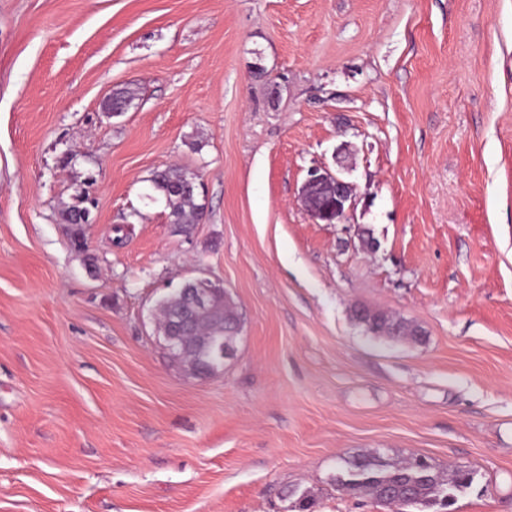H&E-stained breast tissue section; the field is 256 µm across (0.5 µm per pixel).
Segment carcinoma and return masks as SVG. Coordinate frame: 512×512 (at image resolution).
Here are the masks:
<instances>
[{"label": "carcinoma", "mask_w": 512, "mask_h": 512, "mask_svg": "<svg viewBox=\"0 0 512 512\" xmlns=\"http://www.w3.org/2000/svg\"><path fill=\"white\" fill-rule=\"evenodd\" d=\"M136 99L134 89L119 88L112 92L105 107L129 106ZM148 182L153 192L164 199L174 231L186 234L203 219L205 205L199 202L196 173L170 166L152 172ZM86 209L87 197L78 196L59 213L60 222L69 226L73 238L84 235L80 216ZM189 287L191 284L186 282L156 301L160 329L169 327L177 311L188 310L185 294ZM371 322L368 331L374 335H387L395 340L419 339L417 329L393 317L374 313ZM194 325L195 347L183 364L195 374L212 373L224 366V358L219 356L217 347L224 346L226 352L235 349L241 318L234 304L226 299L224 310L198 316ZM336 481L353 492L369 494L389 507L397 505V501L409 493L419 500L420 512H449L458 496L473 486L475 472L457 468L445 476L432 463L419 467L413 458L396 461L375 451L345 460Z\"/></svg>", "instance_id": "carcinoma-1"}]
</instances>
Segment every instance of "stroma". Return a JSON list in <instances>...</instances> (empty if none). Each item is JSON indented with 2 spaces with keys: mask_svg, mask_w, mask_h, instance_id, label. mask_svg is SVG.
<instances>
[{
  "mask_svg": "<svg viewBox=\"0 0 512 512\" xmlns=\"http://www.w3.org/2000/svg\"><path fill=\"white\" fill-rule=\"evenodd\" d=\"M343 144L357 205L318 224L298 193ZM169 165L201 176L188 237ZM192 278L243 318L209 375L156 323ZM370 451L512 512V0H0V512H389L336 483ZM197 180L196 173L176 166L153 171L148 179L153 192L164 199L175 232L187 234L205 215ZM87 198L88 197L86 196L76 197L73 203L63 208L59 213L60 222L69 226L73 240L75 237H81L84 235L83 226H81L82 223L84 226L92 224L90 218L91 212L86 210L88 208ZM82 212L84 213L80 222ZM372 326L367 328L377 336L387 335L395 340H418L420 338L416 328L408 326L404 321L388 317L382 313H374L371 316Z\"/></svg>",
  "mask_w": 512,
  "mask_h": 512,
  "instance_id": "1",
  "label": "stroma"
}]
</instances>
